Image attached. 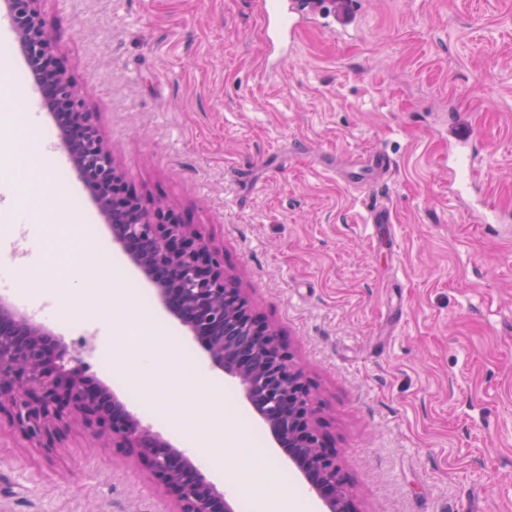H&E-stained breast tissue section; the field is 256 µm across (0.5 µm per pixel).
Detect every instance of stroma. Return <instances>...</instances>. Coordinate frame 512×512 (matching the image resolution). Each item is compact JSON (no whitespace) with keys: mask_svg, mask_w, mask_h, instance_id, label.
I'll return each mask as SVG.
<instances>
[{"mask_svg":"<svg viewBox=\"0 0 512 512\" xmlns=\"http://www.w3.org/2000/svg\"><path fill=\"white\" fill-rule=\"evenodd\" d=\"M271 0H43L59 55L129 187L174 203L224 253V272L308 380L321 432L358 512H512V0H361L339 31L308 11L294 42L270 44ZM12 83L0 95V180L18 151L5 115L35 95L17 38L0 31ZM474 135L470 188L448 172L453 134ZM388 153L389 172L354 187L337 162ZM44 215L0 206V246L84 228L96 250L75 266L86 289L54 284L47 259L16 262L27 309L58 315L90 380L186 451L172 425L189 412L242 434L194 464L219 489L225 471L272 468V494L307 497L239 382L214 369L166 313L154 286L112 245L72 163L41 160ZM500 211L480 223L471 202ZM393 224L374 232L371 208ZM123 276L145 314L170 329L207 383L186 400L178 373L100 354L124 343ZM146 464L72 428L34 447L0 425V512H172Z\"/></svg>","mask_w":512,"mask_h":512,"instance_id":"1","label":"stroma"}]
</instances>
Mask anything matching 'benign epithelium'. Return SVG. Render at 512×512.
<instances>
[{"instance_id": "7a95c632", "label": "benign epithelium", "mask_w": 512, "mask_h": 512, "mask_svg": "<svg viewBox=\"0 0 512 512\" xmlns=\"http://www.w3.org/2000/svg\"><path fill=\"white\" fill-rule=\"evenodd\" d=\"M43 0H4L37 90L52 111L59 141L93 195L112 244L157 288L163 307L203 346L212 365L237 379L250 406L302 475L325 512H357L339 479L336 458L317 429L303 371L282 352L277 334L252 314L224 273V253L182 222L165 203L146 207L129 191L93 113L58 57L41 15ZM245 324L252 343L224 339V315ZM38 448H58L73 422L146 462L176 512H235L224 492L179 449L143 426L103 384L85 378L84 361L48 327L0 298V419Z\"/></svg>"}]
</instances>
